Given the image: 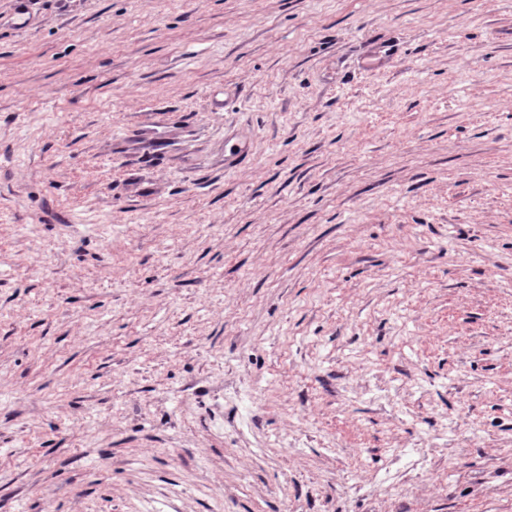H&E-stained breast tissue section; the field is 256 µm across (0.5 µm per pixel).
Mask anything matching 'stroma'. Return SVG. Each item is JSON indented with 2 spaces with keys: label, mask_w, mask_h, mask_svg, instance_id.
<instances>
[{
  "label": "stroma",
  "mask_w": 512,
  "mask_h": 512,
  "mask_svg": "<svg viewBox=\"0 0 512 512\" xmlns=\"http://www.w3.org/2000/svg\"><path fill=\"white\" fill-rule=\"evenodd\" d=\"M0 0V512H512V0Z\"/></svg>",
  "instance_id": "1"
}]
</instances>
